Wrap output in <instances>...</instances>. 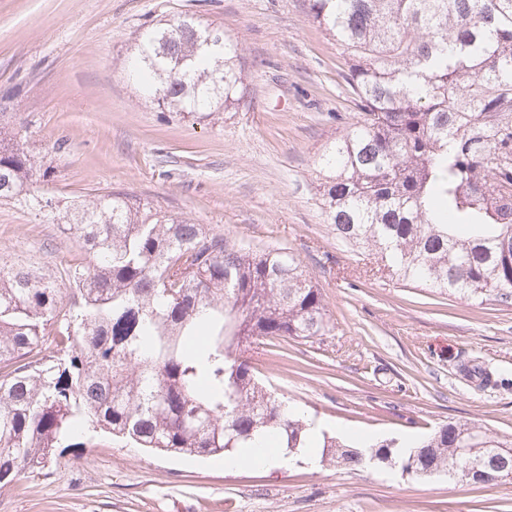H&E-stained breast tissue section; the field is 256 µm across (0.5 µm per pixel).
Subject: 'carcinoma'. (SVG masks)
I'll return each mask as SVG.
<instances>
[{"label":"carcinoma","mask_w":512,"mask_h":512,"mask_svg":"<svg viewBox=\"0 0 512 512\" xmlns=\"http://www.w3.org/2000/svg\"><path fill=\"white\" fill-rule=\"evenodd\" d=\"M346 57L359 120L315 163L336 238L400 281L512 303V0H309ZM238 47L192 18L144 29L129 80L158 108L229 111ZM37 169L0 135V201L55 212L86 261L64 279L0 264V485L57 462L85 427L171 455L222 457L266 437L294 455L316 421L252 372L245 352L329 331L325 299L293 254L224 235L110 190L59 208L30 194ZM53 338L55 351L43 353ZM321 458L366 459L421 480L512 479V435L450 422L402 447L322 431Z\"/></svg>","instance_id":"cac0c4a2"}]
</instances>
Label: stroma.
I'll use <instances>...</instances> for the list:
<instances>
[{"label":"stroma","instance_id":"stroma-1","mask_svg":"<svg viewBox=\"0 0 512 512\" xmlns=\"http://www.w3.org/2000/svg\"><path fill=\"white\" fill-rule=\"evenodd\" d=\"M194 18L237 44L238 109L183 117L126 76L140 31ZM344 56L308 0H0V125L19 131L62 201L124 190L231 245L293 253L331 330L273 339L256 375L332 434L421 437L448 422L512 433V305H473L378 272L339 242L315 159L359 111ZM51 213L0 202V261L61 276L83 258ZM41 474L0 488V512H512V480H410L372 461L349 470L224 467L98 431Z\"/></svg>","mask_w":512,"mask_h":512}]
</instances>
